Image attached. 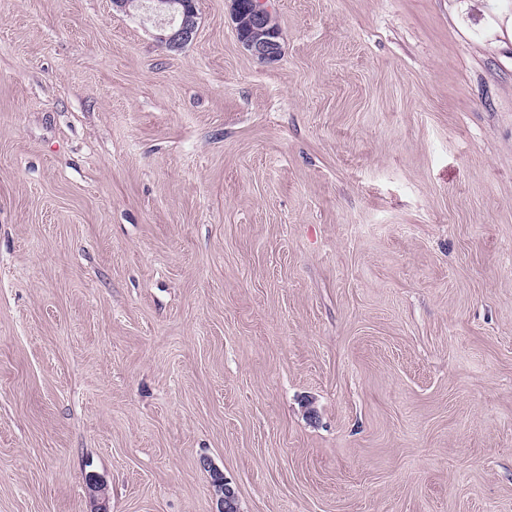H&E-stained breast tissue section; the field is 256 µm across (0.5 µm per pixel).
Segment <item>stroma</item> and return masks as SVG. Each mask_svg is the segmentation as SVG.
Instances as JSON below:
<instances>
[{
    "mask_svg": "<svg viewBox=\"0 0 512 512\" xmlns=\"http://www.w3.org/2000/svg\"><path fill=\"white\" fill-rule=\"evenodd\" d=\"M0 0V512H512L498 0ZM136 10H144L150 19H155V39L161 46L179 48L196 35L197 22L191 19L197 15L196 0L139 1ZM233 20L239 42L254 57L273 61L281 55V31L275 18L261 0H251L249 6L241 0H232ZM276 28L273 26V24Z\"/></svg>",
    "mask_w": 512,
    "mask_h": 512,
    "instance_id": "obj_1",
    "label": "stroma"
}]
</instances>
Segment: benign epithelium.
<instances>
[{"label":"benign epithelium","mask_w":512,"mask_h":512,"mask_svg":"<svg viewBox=\"0 0 512 512\" xmlns=\"http://www.w3.org/2000/svg\"><path fill=\"white\" fill-rule=\"evenodd\" d=\"M233 20L239 42L254 57L273 61L281 55L279 33L272 24V14L263 0H232ZM138 9L155 20L157 42L167 48H179L191 42L197 31V0H141Z\"/></svg>","instance_id":"7a95c632"}]
</instances>
